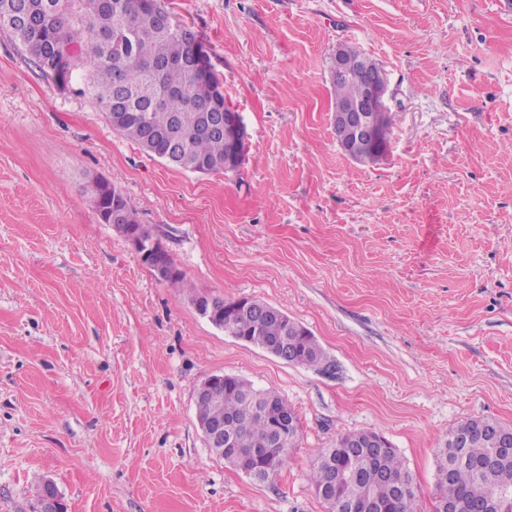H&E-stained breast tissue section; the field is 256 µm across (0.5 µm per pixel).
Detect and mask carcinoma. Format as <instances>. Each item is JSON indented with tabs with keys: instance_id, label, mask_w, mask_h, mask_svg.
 Instances as JSON below:
<instances>
[{
	"instance_id": "1",
	"label": "carcinoma",
	"mask_w": 512,
	"mask_h": 512,
	"mask_svg": "<svg viewBox=\"0 0 512 512\" xmlns=\"http://www.w3.org/2000/svg\"><path fill=\"white\" fill-rule=\"evenodd\" d=\"M20 12L24 22L8 21L10 11ZM167 12L165 0H0V28L8 29L15 41L31 57L37 68L63 87L66 81L46 62L56 44L78 47L76 61L87 60L91 67L89 93L112 120L111 113L124 112L125 122L113 130L139 145L152 157L170 154L169 164L190 170L206 167L212 173H225L224 156L227 144L224 136L196 133V111L192 103L210 99L223 82L215 72L205 80L192 73L186 62L195 54L197 35L189 30L167 28L157 18ZM169 60L173 65L154 70L151 64ZM336 99L362 96L365 75L350 71L341 78L331 79ZM232 335L250 336L274 341L283 336L280 323L268 318L256 326L239 320L232 325ZM294 348L306 367L326 362V354L313 334L292 337ZM262 403L272 405L275 412L288 417L293 430L282 443L272 437L269 425L254 416ZM202 418L238 421L239 447L250 448L256 454L245 458L224 457V461L251 474L266 461L274 468L264 471L259 481L275 477L286 461L288 449L294 447L297 415L276 391L259 389L244 379L231 378L224 384V393L216 403L202 402L197 406ZM496 424L512 436V427L490 418H472L449 431L437 456L436 504L434 512H442L449 500L461 503V512H474L479 502L492 491H505L492 512H512V453H503L484 434V428ZM352 434H345L333 446L336 462L358 473L349 485L336 484L330 495L323 498L329 512H345L340 508L344 499L369 497L380 504L383 512H420L416 488L399 491L390 480L373 476L379 464L398 478L414 482L411 472L390 442L379 451L381 460L374 463L368 449L345 447ZM330 449L321 451L309 473V482L317 490L331 482L333 466Z\"/></svg>"
}]
</instances>
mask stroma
I'll use <instances>...</instances> for the list:
<instances>
[{
    "mask_svg": "<svg viewBox=\"0 0 512 512\" xmlns=\"http://www.w3.org/2000/svg\"><path fill=\"white\" fill-rule=\"evenodd\" d=\"M247 129L198 174L116 133L88 64L58 87L0 29V512H327L308 475L342 435L386 437L433 512L437 452L475 417L512 426V0H166ZM388 77L391 139L359 164L329 106L337 43ZM127 198L184 274L172 288L101 223ZM250 297L333 364L285 363L190 294ZM278 392L298 439L259 483L212 455L194 393ZM43 487V495L42 483H40L36 488L38 499H40L42 495L38 512H63L64 507L62 497L56 483L52 479H46L43 482Z\"/></svg>",
    "mask_w": 512,
    "mask_h": 512,
    "instance_id": "obj_1",
    "label": "stroma"
}]
</instances>
